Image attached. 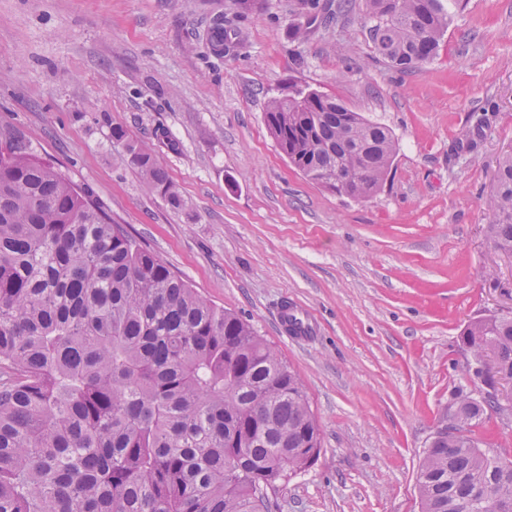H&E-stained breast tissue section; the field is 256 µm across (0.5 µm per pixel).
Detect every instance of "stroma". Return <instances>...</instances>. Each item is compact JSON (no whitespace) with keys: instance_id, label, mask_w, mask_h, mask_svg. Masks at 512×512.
Returning a JSON list of instances; mask_svg holds the SVG:
<instances>
[{"instance_id":"obj_1","label":"stroma","mask_w":512,"mask_h":512,"mask_svg":"<svg viewBox=\"0 0 512 512\" xmlns=\"http://www.w3.org/2000/svg\"><path fill=\"white\" fill-rule=\"evenodd\" d=\"M311 0H0V125L20 131L114 223L204 298L244 319L297 374L319 458L272 512H422L416 476L470 387L467 325L512 315V257L488 237L497 163L512 151V0H468L437 56L402 72L361 9L324 29ZM223 16L232 49L209 51ZM295 88L386 125L381 189L333 194L294 169L264 121ZM150 147L172 209L112 147ZM309 317L296 337L283 303ZM476 436L512 458V415Z\"/></svg>"}]
</instances>
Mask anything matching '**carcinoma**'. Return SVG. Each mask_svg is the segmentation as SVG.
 Returning a JSON list of instances; mask_svg holds the SVG:
<instances>
[{
    "mask_svg": "<svg viewBox=\"0 0 512 512\" xmlns=\"http://www.w3.org/2000/svg\"><path fill=\"white\" fill-rule=\"evenodd\" d=\"M466 0H364L375 51L406 71L432 60ZM224 56V18L210 28ZM289 163L332 193L371 197L398 144L333 96L266 105ZM112 146L173 209L184 202L149 149ZM490 243L512 256V153L489 198ZM492 348L481 384L512 377V316L462 334ZM423 452L422 512H512V459L471 427L495 398L456 389ZM321 439L303 384L250 323L202 297L115 224L17 130L0 127V512H269Z\"/></svg>",
    "mask_w": 512,
    "mask_h": 512,
    "instance_id": "1",
    "label": "carcinoma"
}]
</instances>
